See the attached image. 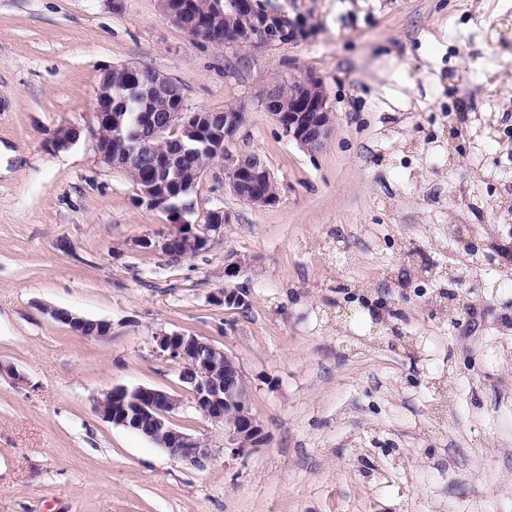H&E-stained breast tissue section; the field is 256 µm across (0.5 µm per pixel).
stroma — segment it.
<instances>
[{"label": "stroma", "instance_id": "stroma-1", "mask_svg": "<svg viewBox=\"0 0 512 512\" xmlns=\"http://www.w3.org/2000/svg\"><path fill=\"white\" fill-rule=\"evenodd\" d=\"M254 3L293 39L196 43L159 0H0V512H512V0ZM121 62L171 75L189 111L244 107L233 148L279 202L243 203L216 163L193 196L196 219L224 209L209 248H140L173 226L96 151L94 90ZM293 74L322 79L334 113L315 153L260 105ZM62 125L82 134L57 150ZM227 286L246 307L215 302ZM161 332L237 358L260 447L225 448ZM138 386L180 397L177 428L215 457L96 413ZM59 309H51L49 311L50 316L63 324L69 326L71 332L83 336L86 338L101 339L110 336L111 325L105 321H95L84 318L77 314H73L70 311L60 312ZM89 326H92V334H88L90 330Z\"/></svg>", "mask_w": 512, "mask_h": 512}]
</instances>
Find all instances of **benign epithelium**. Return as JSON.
<instances>
[{
	"mask_svg": "<svg viewBox=\"0 0 512 512\" xmlns=\"http://www.w3.org/2000/svg\"><path fill=\"white\" fill-rule=\"evenodd\" d=\"M202 2L204 6L201 7L197 0H191L185 7L181 0H160L164 17L176 23L191 38L194 37L191 19L198 17L202 9L208 14L209 35L215 44L227 49L240 46L260 49L277 41L273 20L259 16L252 0H235L237 24L229 28L216 20L221 13V0ZM142 75L146 76L147 90L183 98L182 90L173 78L152 66L136 62L122 63L105 71L94 92L97 152L109 165L146 171L145 180L136 189L134 203L148 210L167 212L176 227L160 239L144 237L138 240L139 247L168 256H177L182 250L198 252L208 248L224 228V208L218 206L209 210L212 223L197 224L192 221V204L175 203L179 195L192 192L176 178L191 151L181 142L171 153L153 145V141L163 136L170 126L190 142L203 140L204 150L211 155L212 161L224 165L225 186L241 201L255 207H268L279 201V197L255 189L259 182L275 180L260 157L230 149L244 123V108L240 106L225 109L217 123L211 112H172L165 121L155 112H140L136 143L114 148L112 139L100 138V131L106 128L119 131L123 126L121 113L112 111L113 80L121 78L133 83ZM282 88L288 89V108L285 110L277 99V91ZM261 106L289 139L309 152L323 149L335 133L334 115L323 82L315 75L289 77L267 93ZM80 134L77 127L60 126L52 136L51 145L57 149L66 148L75 143ZM214 301L238 308L247 305L243 294L235 288L220 290ZM48 314L79 336L101 339L111 333V325L105 321L90 320L58 309H52ZM156 340L168 359L192 371L191 376L182 375L180 380L188 384L191 402L197 411L208 419L224 422V442L232 446V452L243 454L258 447L263 441L262 425L253 412L251 383L236 357L194 335L160 333ZM181 404L180 398L161 389L114 387L96 400L94 409L104 421L141 434L171 455L202 467L211 458L212 449L174 426L172 417Z\"/></svg>",
	"mask_w": 512,
	"mask_h": 512,
	"instance_id": "obj_1",
	"label": "benign epithelium"
}]
</instances>
